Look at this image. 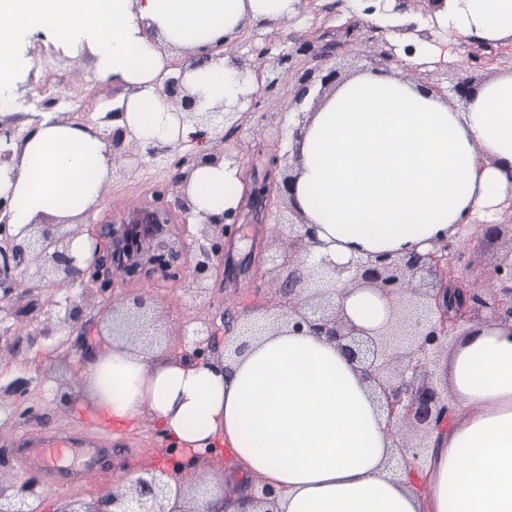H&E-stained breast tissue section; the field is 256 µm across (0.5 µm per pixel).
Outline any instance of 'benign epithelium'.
Segmentation results:
<instances>
[{"mask_svg": "<svg viewBox=\"0 0 512 512\" xmlns=\"http://www.w3.org/2000/svg\"><path fill=\"white\" fill-rule=\"evenodd\" d=\"M311 42L302 43L295 53H307ZM293 53V54H295ZM293 54L278 55L269 69L252 66V77L258 89L224 103L221 111L196 110L195 97L183 84L184 65L173 62L170 73L163 77V91L175 108L180 123L196 126H239L244 112L260 106L288 72ZM221 156L210 152L175 155L172 166L180 170L178 179L187 182L190 172L200 164L216 163ZM281 159L266 158L262 178H253L254 189L247 194L251 201L227 210L218 221H208L214 228L210 246L199 247L194 266L196 281L209 277L213 260L223 252L224 233L230 225L239 223L243 211H265L271 196L290 198L292 178L285 176L273 181ZM165 191L155 192L156 204L150 210L136 214L131 220L108 227L107 255H93L88 270L78 267L72 254L76 233L58 234L51 224H33L17 234L10 232L9 199L0 196V300L9 301L21 283L32 294L44 287L45 274L53 275L52 283L69 287L81 282L84 288H107L109 279L102 278L107 269L129 279L160 273L173 276L177 252L166 245L164 233L170 223L163 204ZM453 244L446 243L426 253L404 257L378 256L358 263L354 268L334 266L321 272V279L334 284L342 279L350 286L376 288L397 302V321L384 333L373 334L357 326L336 308L326 291L303 289L305 276L288 272L283 291L288 296L287 311L273 317L274 323H285L297 332L324 336L353 362L362 378L369 383L388 413L390 431L397 432L409 425L420 432L416 440L398 439L402 452L426 447L431 431L448 423L453 411L452 400L444 395L429 371L431 360L450 344L463 322L479 320L484 313L512 320V261L495 266V288L490 294L474 293L459 275L460 256L453 253ZM54 318L58 324L71 328L82 321L83 309L74 300L56 303ZM138 303L121 317L124 335H145ZM176 475L167 471L144 470L137 478L97 504L73 501L64 512H165L164 502L170 494V481ZM0 512H30L25 499L0 494Z\"/></svg>", "mask_w": 512, "mask_h": 512, "instance_id": "7a95c632", "label": "benign epithelium"}]
</instances>
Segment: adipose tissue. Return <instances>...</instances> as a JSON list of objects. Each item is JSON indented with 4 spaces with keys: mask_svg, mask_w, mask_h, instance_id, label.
Segmentation results:
<instances>
[{
    "mask_svg": "<svg viewBox=\"0 0 512 512\" xmlns=\"http://www.w3.org/2000/svg\"><path fill=\"white\" fill-rule=\"evenodd\" d=\"M298 0H0V103L17 86L16 46L40 32L126 90L120 128L144 142L209 148L214 129L179 123L157 77L173 53L236 37L260 19L293 15ZM440 26L494 46L512 44V0H444ZM198 111L234 101L241 74L225 57L189 67ZM292 204L314 225L308 263L347 266L426 253L474 225L512 218V72L459 108L385 71L344 79L292 113ZM109 128L45 119L0 169L13 232L75 224L112 181ZM236 168L197 167L196 216L239 203ZM356 324L381 331L392 307L370 288L337 286ZM454 403L421 457L399 454L388 415L335 343L283 328L222 359L148 356L121 341L82 369L76 399L128 420L149 416L179 445L232 448L250 481L276 491L274 512H512V323L464 324L437 368Z\"/></svg>",
    "mask_w": 512,
    "mask_h": 512,
    "instance_id": "adipose-tissue-1",
    "label": "adipose tissue"
}]
</instances>
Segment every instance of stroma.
Instances as JSON below:
<instances>
[{
	"label": "stroma",
	"mask_w": 512,
	"mask_h": 512,
	"mask_svg": "<svg viewBox=\"0 0 512 512\" xmlns=\"http://www.w3.org/2000/svg\"><path fill=\"white\" fill-rule=\"evenodd\" d=\"M363 0H315L314 4L298 6L296 15L276 21L273 30L252 25L247 32L224 52L231 60L252 64L257 47L266 45L264 35H271L272 54L291 50L298 42L313 35H324L314 55L299 58L296 72L312 71L313 75L333 69L341 77H349L368 69L386 68L384 51H393L397 72L409 82L439 85L448 88V100H455L454 85L473 76L484 81L502 71H512V50L498 49L488 53L471 39L459 38L452 45L447 61L436 62L416 54L406 53L407 45L438 42L447 39L446 31L431 19L423 0H410L406 19L415 23L414 31L386 41H369V19L364 14ZM21 56L30 64L20 72V83L35 87V94L17 98L0 121L18 131H25L32 115H50L68 121L77 119L79 111L96 115L109 112L121 97V88L102 80L90 58L74 59L58 50L48 38L36 33L22 42ZM54 96L56 104L45 108L46 96ZM287 89L268 96L261 115L247 114L241 129L225 135L220 148L232 156L242 170L260 169L269 155L288 159V138L291 129L288 115L297 111ZM176 171L161 158L142 153L131 146L127 157H113L112 181L102 192L97 213L80 226L82 233L97 232L104 222L119 217L137 207L153 205L154 192L166 188V206L173 222L170 232L176 241L190 244L199 240L197 226L185 222L181 186L175 181ZM282 205L263 217H248L234 226L224 238L223 257L212 271L211 284L221 285L215 297L196 296L198 286L193 274V254L181 251L176 262V278L163 280H115L106 290L71 288L61 292L53 288L29 295L19 294L13 301L18 312L14 326L20 334L32 332L43 320L54 302L64 297L76 299L84 318L77 331L60 332L38 344L26 343L9 348L0 347V494L11 497L23 486H30L28 498L32 512H56L59 504L72 500L98 502L141 469L164 465L165 458L183 464L178 478L189 492L213 486L216 494L233 492V484L212 481L213 472L237 474L241 462L228 449L203 460H195L190 449L174 447L160 425L149 417L114 423L112 429V466L105 469H85V445L67 449L55 462L63 478L48 483L36 467L27 465L17 443L24 433L43 428L68 429L77 409L75 403L61 404L57 394L75 393L81 382L85 361L112 339V313L132 307L134 299H142L150 319L164 332L156 347L161 353L178 355L183 351V334L207 323L211 333L204 337L203 346L213 358L224 355L226 342L238 333L249 318L284 304L281 286L285 271L265 265L260 276L243 270L249 256L260 258L288 250V227L278 221ZM460 268L474 288L489 291L494 286L495 266L512 258V234L502 233L490 240L483 233L458 242ZM28 379L26 389L6 395L2 389L15 379Z\"/></svg>",
	"instance_id": "stroma-1"
}]
</instances>
